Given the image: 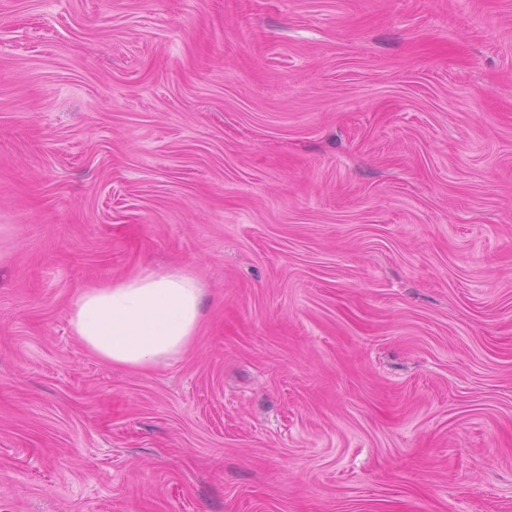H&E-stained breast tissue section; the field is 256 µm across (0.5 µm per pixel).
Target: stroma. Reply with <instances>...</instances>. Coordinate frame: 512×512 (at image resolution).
<instances>
[{
    "instance_id": "obj_1",
    "label": "stroma",
    "mask_w": 512,
    "mask_h": 512,
    "mask_svg": "<svg viewBox=\"0 0 512 512\" xmlns=\"http://www.w3.org/2000/svg\"><path fill=\"white\" fill-rule=\"evenodd\" d=\"M2 224L0 512H512V0H0ZM204 290L173 268L87 288L69 310L74 335L99 359L131 370L176 360L192 344Z\"/></svg>"
}]
</instances>
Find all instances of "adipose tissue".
I'll return each mask as SVG.
<instances>
[{
    "label": "adipose tissue",
    "mask_w": 512,
    "mask_h": 512,
    "mask_svg": "<svg viewBox=\"0 0 512 512\" xmlns=\"http://www.w3.org/2000/svg\"><path fill=\"white\" fill-rule=\"evenodd\" d=\"M204 290L173 268L86 289L69 310L74 335L99 359L131 370L176 360L192 344Z\"/></svg>",
    "instance_id": "ef3b65f1"
}]
</instances>
